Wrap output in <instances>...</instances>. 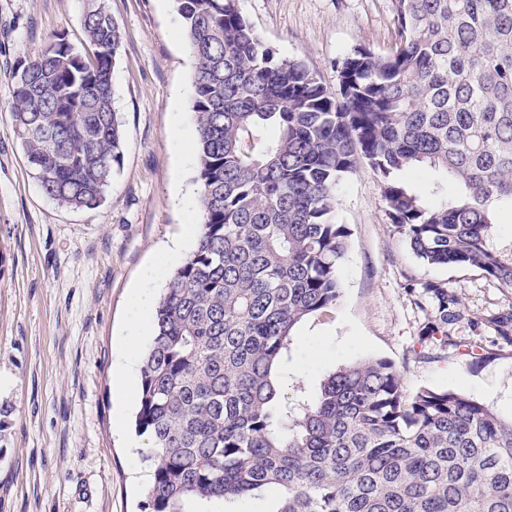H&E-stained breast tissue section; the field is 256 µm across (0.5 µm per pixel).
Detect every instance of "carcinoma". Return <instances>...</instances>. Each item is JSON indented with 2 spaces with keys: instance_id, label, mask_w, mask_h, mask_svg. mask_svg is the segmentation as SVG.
<instances>
[{
  "instance_id": "carcinoma-1",
  "label": "carcinoma",
  "mask_w": 512,
  "mask_h": 512,
  "mask_svg": "<svg viewBox=\"0 0 512 512\" xmlns=\"http://www.w3.org/2000/svg\"><path fill=\"white\" fill-rule=\"evenodd\" d=\"M175 4L196 60L202 222L140 367L148 508L274 489L270 512H512V421L489 407L410 392L385 359L339 367L313 399L280 388L294 329L340 298L337 195L363 160L421 259L512 288V244L495 240L512 211V0H392L394 48H354L335 93L266 44L238 0ZM83 26L93 57L47 44L15 74L12 117L43 192L93 210L123 159L121 32L106 0H87ZM435 292L444 350L461 312Z\"/></svg>"
}]
</instances>
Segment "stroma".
<instances>
[{
	"instance_id": "35a3bbf8",
	"label": "stroma",
	"mask_w": 512,
	"mask_h": 512,
	"mask_svg": "<svg viewBox=\"0 0 512 512\" xmlns=\"http://www.w3.org/2000/svg\"><path fill=\"white\" fill-rule=\"evenodd\" d=\"M85 0H0V512H144L146 436L119 405L115 378L133 290L160 296L196 241L200 223L195 61L174 0H108L122 33L113 106L123 161L94 210L59 206L41 189L12 126L20 65L55 37L85 50ZM279 55L304 62L329 89L354 47L390 51L391 0H239ZM337 220L348 249L342 296L300 323L284 389L315 394L343 364L392 362L410 390L448 389L512 417V288L472 267L420 259L389 217L380 182L360 164L343 181ZM459 299L453 342L430 358L434 289ZM478 354H469L470 345Z\"/></svg>"
}]
</instances>
